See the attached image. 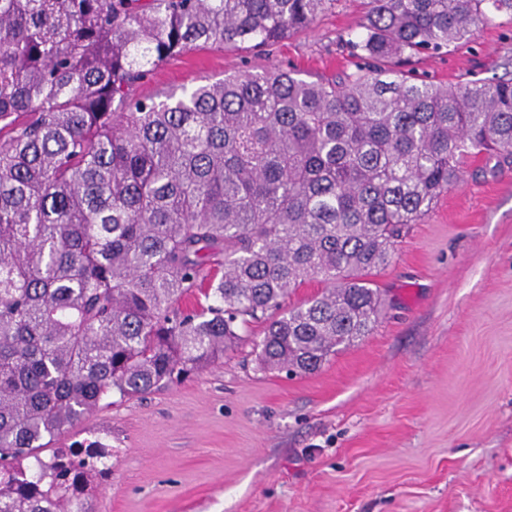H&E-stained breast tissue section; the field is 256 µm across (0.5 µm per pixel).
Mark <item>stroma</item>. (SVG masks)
Returning <instances> with one entry per match:
<instances>
[{
  "label": "stroma",
  "mask_w": 512,
  "mask_h": 512,
  "mask_svg": "<svg viewBox=\"0 0 512 512\" xmlns=\"http://www.w3.org/2000/svg\"><path fill=\"white\" fill-rule=\"evenodd\" d=\"M362 21L359 0H331L263 50L169 57L135 93L352 73L345 42ZM411 67L442 83L512 72V17ZM376 281L379 322L315 373L262 368L253 323L206 370L83 418L66 443L112 452L95 512H512V162L467 166Z\"/></svg>",
  "instance_id": "obj_1"
}]
</instances>
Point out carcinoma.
I'll return each instance as SVG.
<instances>
[{
    "label": "carcinoma",
    "instance_id": "1",
    "mask_svg": "<svg viewBox=\"0 0 512 512\" xmlns=\"http://www.w3.org/2000/svg\"><path fill=\"white\" fill-rule=\"evenodd\" d=\"M329 3L0 0V512H93L112 454L56 442L224 357L242 325L265 323L263 368L318 371L371 332L408 225L473 158L512 157V75L396 67L512 0H364L348 46L368 67L342 79L132 96L150 64L274 43Z\"/></svg>",
    "mask_w": 512,
    "mask_h": 512
}]
</instances>
